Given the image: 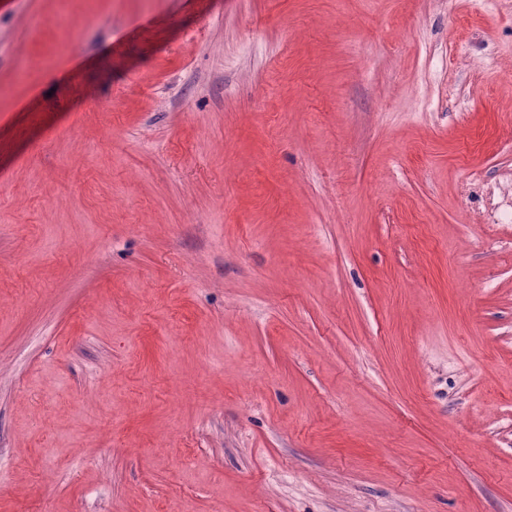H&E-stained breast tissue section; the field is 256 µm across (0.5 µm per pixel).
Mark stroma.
<instances>
[{
    "instance_id": "stroma-1",
    "label": "stroma",
    "mask_w": 512,
    "mask_h": 512,
    "mask_svg": "<svg viewBox=\"0 0 512 512\" xmlns=\"http://www.w3.org/2000/svg\"><path fill=\"white\" fill-rule=\"evenodd\" d=\"M512 0H0V512H512Z\"/></svg>"
}]
</instances>
